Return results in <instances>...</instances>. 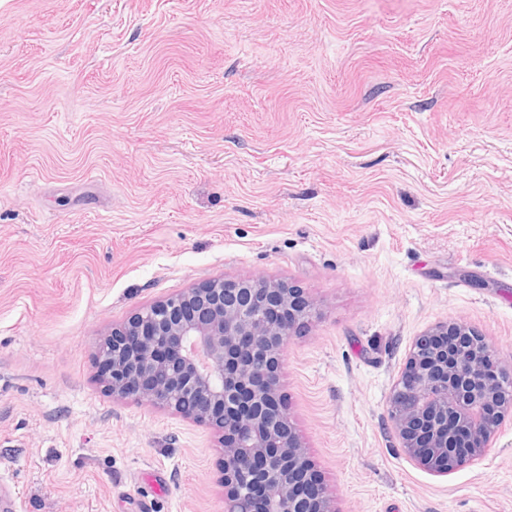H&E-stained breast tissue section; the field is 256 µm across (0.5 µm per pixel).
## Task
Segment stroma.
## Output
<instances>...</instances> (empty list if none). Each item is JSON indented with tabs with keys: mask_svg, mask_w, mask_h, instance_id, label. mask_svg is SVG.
I'll list each match as a JSON object with an SVG mask.
<instances>
[{
	"mask_svg": "<svg viewBox=\"0 0 512 512\" xmlns=\"http://www.w3.org/2000/svg\"><path fill=\"white\" fill-rule=\"evenodd\" d=\"M302 288L281 391L337 512H512V419L413 465L387 400L461 321L512 369V0H0V480L14 512H224L206 425L97 379L214 278Z\"/></svg>",
	"mask_w": 512,
	"mask_h": 512,
	"instance_id": "1",
	"label": "stroma"
}]
</instances>
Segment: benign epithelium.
I'll use <instances>...</instances> for the list:
<instances>
[{"label": "benign epithelium", "instance_id": "7a95c632", "mask_svg": "<svg viewBox=\"0 0 512 512\" xmlns=\"http://www.w3.org/2000/svg\"><path fill=\"white\" fill-rule=\"evenodd\" d=\"M304 290L259 278L215 279L157 302L102 341L101 383L219 434L224 512H336L285 407L279 363L312 315ZM512 372L463 322L418 336L388 398L410 460L436 476L479 461L505 416Z\"/></svg>", "mask_w": 512, "mask_h": 512}]
</instances>
